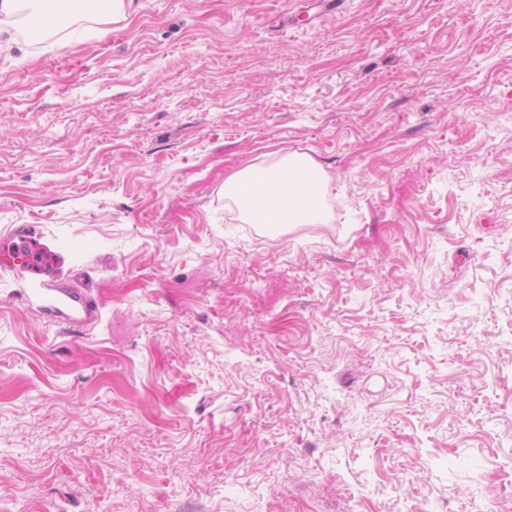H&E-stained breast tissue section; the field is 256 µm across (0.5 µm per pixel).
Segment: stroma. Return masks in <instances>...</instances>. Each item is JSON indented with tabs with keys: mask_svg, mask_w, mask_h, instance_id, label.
Returning <instances> with one entry per match:
<instances>
[{
	"mask_svg": "<svg viewBox=\"0 0 512 512\" xmlns=\"http://www.w3.org/2000/svg\"><path fill=\"white\" fill-rule=\"evenodd\" d=\"M292 153L326 222H241L225 179ZM19 242L98 312L0 273V512H512V0L2 26ZM18 288L27 297L41 300L45 314L64 317L73 326L82 327L96 316L94 301L79 292L57 288L52 283L27 279L20 280Z\"/></svg>",
	"mask_w": 512,
	"mask_h": 512,
	"instance_id": "1",
	"label": "stroma"
}]
</instances>
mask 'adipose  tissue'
<instances>
[{"label":"adipose tissue","instance_id":"ef3b65f1","mask_svg":"<svg viewBox=\"0 0 512 512\" xmlns=\"http://www.w3.org/2000/svg\"><path fill=\"white\" fill-rule=\"evenodd\" d=\"M248 183L255 187L257 207L270 212L276 226L323 223V201L331 185L309 157L290 154L274 164L245 167L225 181V197L237 199Z\"/></svg>","mask_w":512,"mask_h":512}]
</instances>
